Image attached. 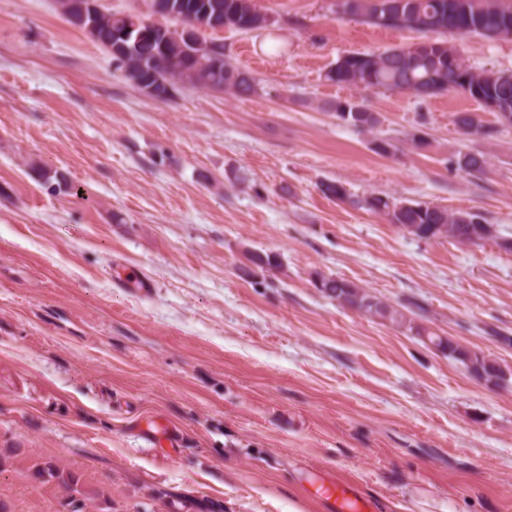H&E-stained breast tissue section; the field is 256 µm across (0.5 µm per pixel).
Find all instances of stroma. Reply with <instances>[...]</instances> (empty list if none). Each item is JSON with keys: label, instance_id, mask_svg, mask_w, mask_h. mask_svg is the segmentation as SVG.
Instances as JSON below:
<instances>
[{"label": "stroma", "instance_id": "35a3bbf8", "mask_svg": "<svg viewBox=\"0 0 512 512\" xmlns=\"http://www.w3.org/2000/svg\"><path fill=\"white\" fill-rule=\"evenodd\" d=\"M252 3L269 28L205 37L259 94L159 101L55 0H0V512H331L316 490L336 478L369 512H512V387L313 285L353 281L512 366V252L422 240L350 202L474 211L512 240V127L458 91L325 78L422 33L340 0ZM444 39L512 71V38ZM345 99L378 114L373 132L337 120ZM459 112L496 138L461 135ZM467 149L485 175L451 166ZM270 253L280 268L252 266ZM164 429L173 443L153 441Z\"/></svg>", "mask_w": 512, "mask_h": 512}]
</instances>
